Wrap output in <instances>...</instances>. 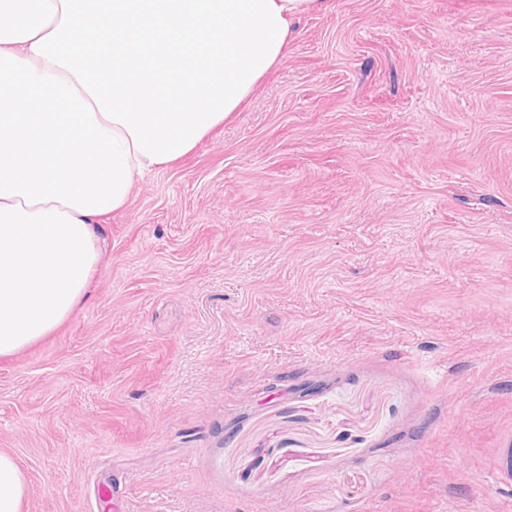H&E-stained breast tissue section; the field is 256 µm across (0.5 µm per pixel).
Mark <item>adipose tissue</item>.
Wrapping results in <instances>:
<instances>
[{"mask_svg":"<svg viewBox=\"0 0 512 512\" xmlns=\"http://www.w3.org/2000/svg\"><path fill=\"white\" fill-rule=\"evenodd\" d=\"M321 2L0 0V358L88 299L97 220L239 109ZM27 496L1 450L0 512Z\"/></svg>","mask_w":512,"mask_h":512,"instance_id":"adipose-tissue-1","label":"adipose tissue"}]
</instances>
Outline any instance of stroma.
Returning a JSON list of instances; mask_svg holds the SVG:
<instances>
[{
    "label": "stroma",
    "instance_id": "obj_1",
    "mask_svg": "<svg viewBox=\"0 0 512 512\" xmlns=\"http://www.w3.org/2000/svg\"><path fill=\"white\" fill-rule=\"evenodd\" d=\"M99 239L0 360L25 512H512V0H324Z\"/></svg>",
    "mask_w": 512,
    "mask_h": 512
}]
</instances>
